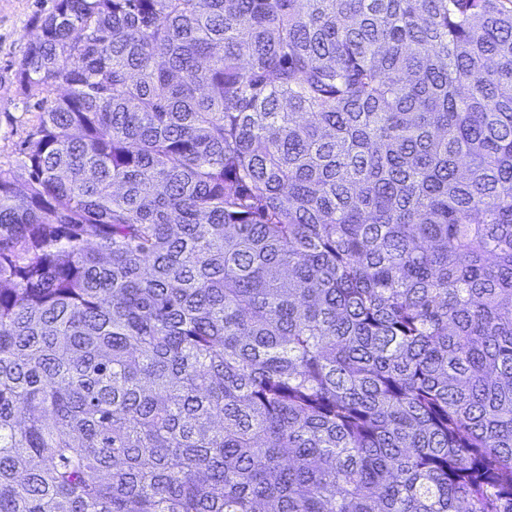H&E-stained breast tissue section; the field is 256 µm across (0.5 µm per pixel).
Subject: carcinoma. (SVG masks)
<instances>
[{
	"mask_svg": "<svg viewBox=\"0 0 512 512\" xmlns=\"http://www.w3.org/2000/svg\"><path fill=\"white\" fill-rule=\"evenodd\" d=\"M40 29L0 512H512V0Z\"/></svg>",
	"mask_w": 512,
	"mask_h": 512,
	"instance_id": "cac0c4a2",
	"label": "carcinoma"
}]
</instances>
